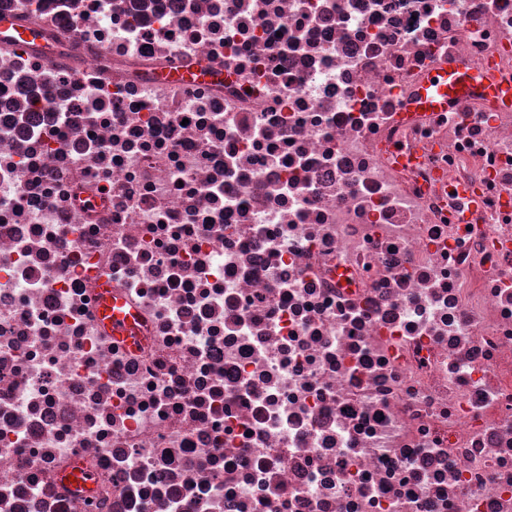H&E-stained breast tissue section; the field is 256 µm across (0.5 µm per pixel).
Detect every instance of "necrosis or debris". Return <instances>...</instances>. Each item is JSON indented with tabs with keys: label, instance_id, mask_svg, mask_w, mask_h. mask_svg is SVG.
I'll return each mask as SVG.
<instances>
[{
	"label": "necrosis or debris",
	"instance_id": "4bbe7bcc",
	"mask_svg": "<svg viewBox=\"0 0 512 512\" xmlns=\"http://www.w3.org/2000/svg\"><path fill=\"white\" fill-rule=\"evenodd\" d=\"M0 11V512H512V0ZM41 31L21 23L13 16L0 15V46L6 47L13 44L26 43L35 50L37 42L36 34ZM480 91L487 99L502 106H512V82L490 73L473 71L459 64L436 65L419 88L414 109L445 112L459 98ZM162 77L171 82H180L183 80H189L194 77L197 79L208 80L210 82H222L224 75L222 72H216L214 70H208L201 67H196L192 72L183 71L180 68H168L162 72ZM101 298L99 318L112 331L113 336H129L133 317L123 309V304L112 298V284L103 282L100 289Z\"/></svg>",
	"mask_w": 512,
	"mask_h": 512
}]
</instances>
